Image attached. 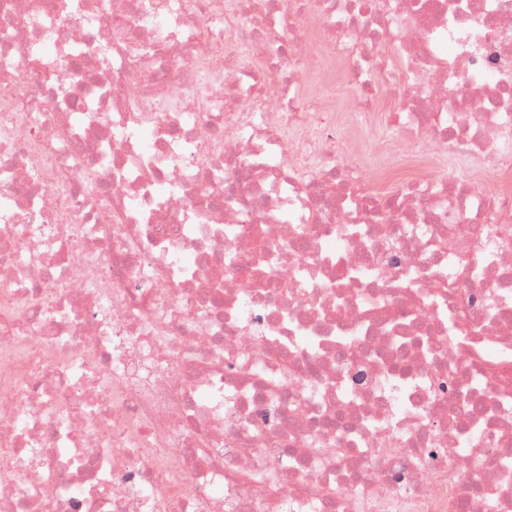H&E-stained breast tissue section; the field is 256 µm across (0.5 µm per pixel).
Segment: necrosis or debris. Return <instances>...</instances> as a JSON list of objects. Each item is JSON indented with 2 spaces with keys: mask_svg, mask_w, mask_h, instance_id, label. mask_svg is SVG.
Instances as JSON below:
<instances>
[{
  "mask_svg": "<svg viewBox=\"0 0 512 512\" xmlns=\"http://www.w3.org/2000/svg\"><path fill=\"white\" fill-rule=\"evenodd\" d=\"M0 512H512V0H0Z\"/></svg>",
  "mask_w": 512,
  "mask_h": 512,
  "instance_id": "4bbe7bcc",
  "label": "necrosis or debris"
}]
</instances>
